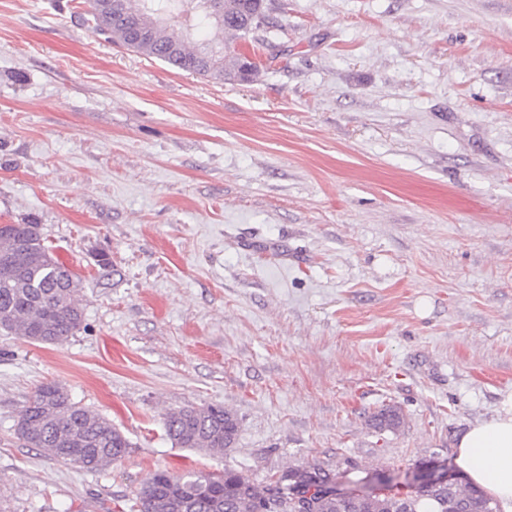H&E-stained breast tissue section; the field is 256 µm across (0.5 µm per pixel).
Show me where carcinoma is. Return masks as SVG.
I'll use <instances>...</instances> for the list:
<instances>
[{
	"label": "carcinoma",
	"instance_id": "obj_1",
	"mask_svg": "<svg viewBox=\"0 0 512 512\" xmlns=\"http://www.w3.org/2000/svg\"><path fill=\"white\" fill-rule=\"evenodd\" d=\"M223 23L208 10L207 0H115V10L88 0L86 23L93 32L147 58L173 68L222 82L249 80L258 72L238 52V41L265 27L264 0H217ZM189 17V30L178 33L168 20ZM146 36H134V28ZM207 30L227 34L228 41L201 39ZM14 256L17 266L0 267V335H18L40 344H61L80 331L85 318L80 280L53 256L38 224L0 227V258ZM374 429L393 431L403 423L395 406L371 416ZM164 428L172 446L222 455L235 448L240 422L221 405L170 410ZM25 445L48 456L98 472L122 459L131 443L100 413L74 401L62 388L44 384L37 389L17 424ZM336 474L317 464L285 466L260 484L242 470L226 466L220 473L167 470L151 472L140 484L131 512H498L482 491L460 485L426 483L409 490L397 483L380 496L338 499L322 488L336 484Z\"/></svg>",
	"mask_w": 512,
	"mask_h": 512
}]
</instances>
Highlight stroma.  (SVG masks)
Instances as JSON below:
<instances>
[{"mask_svg":"<svg viewBox=\"0 0 512 512\" xmlns=\"http://www.w3.org/2000/svg\"><path fill=\"white\" fill-rule=\"evenodd\" d=\"M265 3L258 74L215 83L85 0H0V224H39L85 309L60 345L0 336V512H128L157 469L400 479L512 394V0ZM46 383L126 456L19 440ZM207 404L235 449L172 447L165 413ZM371 422L373 428L379 432L393 431L402 425L403 416L397 407L387 405L372 414Z\"/></svg>","mask_w":512,"mask_h":512,"instance_id":"1","label":"stroma"}]
</instances>
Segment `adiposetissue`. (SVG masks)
<instances>
[{"mask_svg":"<svg viewBox=\"0 0 512 512\" xmlns=\"http://www.w3.org/2000/svg\"><path fill=\"white\" fill-rule=\"evenodd\" d=\"M454 464L473 487L512 512V395L494 416L478 422L459 438Z\"/></svg>","mask_w":512,"mask_h":512,"instance_id":"1","label":"adipose tissue"}]
</instances>
